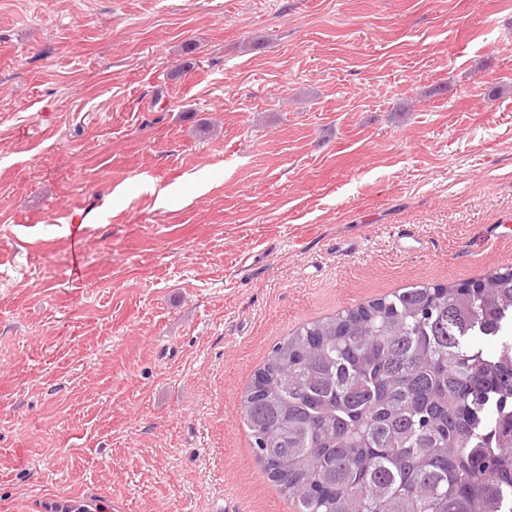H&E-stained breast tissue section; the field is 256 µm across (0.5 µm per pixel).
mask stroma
I'll return each mask as SVG.
<instances>
[{"label": "stroma", "instance_id": "obj_1", "mask_svg": "<svg viewBox=\"0 0 512 512\" xmlns=\"http://www.w3.org/2000/svg\"><path fill=\"white\" fill-rule=\"evenodd\" d=\"M511 265L512 0H0V512H295L271 348Z\"/></svg>", "mask_w": 512, "mask_h": 512}]
</instances>
